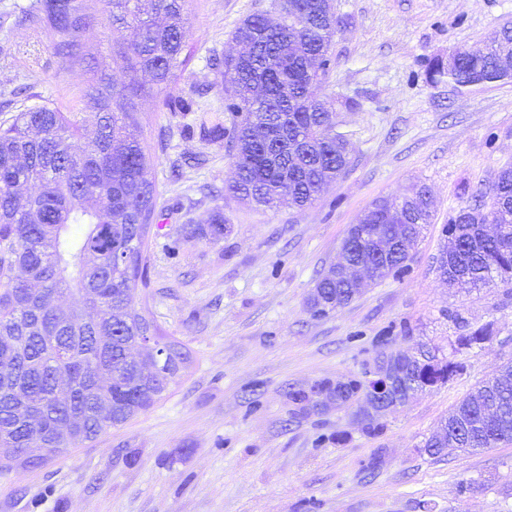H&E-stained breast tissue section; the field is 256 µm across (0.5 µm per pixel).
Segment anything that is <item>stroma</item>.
<instances>
[{
    "label": "stroma",
    "mask_w": 512,
    "mask_h": 512,
    "mask_svg": "<svg viewBox=\"0 0 512 512\" xmlns=\"http://www.w3.org/2000/svg\"><path fill=\"white\" fill-rule=\"evenodd\" d=\"M271 3L186 0L190 59L172 84L145 93L113 61L123 29L100 22L74 65L41 30L17 25L37 0H0V123L34 104L90 119L83 92L104 72L132 98L158 192L135 304L193 354L164 398L126 424L39 467L0 469V512H512V444L444 456L423 448L459 401L512 362V303L499 287L451 286L436 270L459 186L487 187L512 164V82L432 83L423 62L493 39L512 23V0H333L343 24L324 91L355 101L336 115L355 153L302 210L225 195L235 176L227 144L198 128L230 121L210 58L238 53L234 29ZM180 99L190 111L165 108ZM420 185L435 219L409 272L363 279L351 303L312 318L313 280L339 259L350 225L375 199ZM218 210L224 237H191ZM460 317L486 328L483 343L454 348ZM420 342L461 369L385 416L379 436L333 407L292 413L289 388L344 380Z\"/></svg>",
    "instance_id": "stroma-1"
}]
</instances>
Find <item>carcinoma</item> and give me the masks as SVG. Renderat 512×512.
I'll return each mask as SVG.
<instances>
[{
    "mask_svg": "<svg viewBox=\"0 0 512 512\" xmlns=\"http://www.w3.org/2000/svg\"><path fill=\"white\" fill-rule=\"evenodd\" d=\"M185 0H40L22 22L45 31L56 53L80 59L86 33L104 16L127 31L120 52L126 69L167 86L184 66ZM245 18L233 38L245 51L214 59L210 68L234 93L224 111L234 118L235 179L224 193L255 207L303 209L344 175L355 152L336 133L334 100L322 92L335 62L333 45L343 20L332 0L272 4ZM433 82L458 87L512 81V25L486 45L428 60ZM84 95L97 105L95 133L82 141L76 112L25 106L0 124V461L35 468L96 440L162 399L192 361L182 342L158 334L133 306L145 280L144 250L155 214L156 186L139 121L128 97L98 78ZM32 184L33 194L21 187ZM422 185L397 200L376 199L341 243L348 264L317 274L307 298L314 318H325L359 293L350 264H370L371 277L399 278L433 211ZM465 198L444 226L447 245L437 271L448 285L500 284L512 297V166L483 191L461 186ZM489 198L490 207L482 204ZM227 225L216 212L195 229L218 240ZM74 302L65 307L61 298ZM397 381L412 395L448 382L460 365L420 344L390 353ZM367 370L345 380L338 408L354 404L367 387ZM338 384L323 379L291 388L298 413L320 410L318 396L336 401ZM361 430L382 433V415L359 408ZM512 442V362L481 383L452 411L425 451H476ZM49 453L32 458V447Z\"/></svg>",
    "mask_w": 512,
    "mask_h": 512,
    "instance_id": "carcinoma-1",
    "label": "carcinoma"
}]
</instances>
